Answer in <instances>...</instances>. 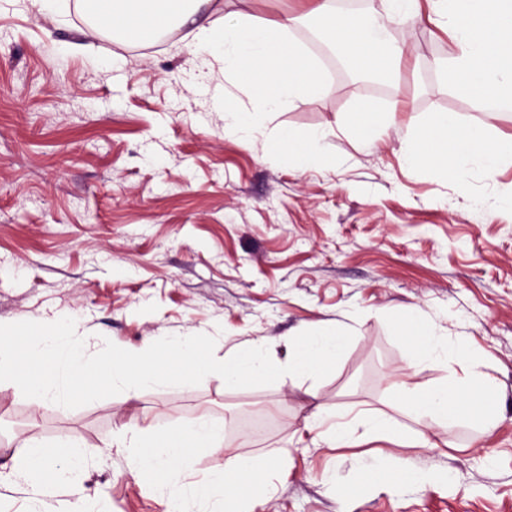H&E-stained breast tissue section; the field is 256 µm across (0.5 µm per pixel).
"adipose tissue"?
I'll list each match as a JSON object with an SVG mask.
<instances>
[{"label": "adipose tissue", "mask_w": 512, "mask_h": 512, "mask_svg": "<svg viewBox=\"0 0 512 512\" xmlns=\"http://www.w3.org/2000/svg\"><path fill=\"white\" fill-rule=\"evenodd\" d=\"M76 2L94 21L87 31L91 38L97 36L99 26L110 25L148 43L172 23L194 25L201 51L223 63L225 77L252 90L251 111L224 109L234 126L249 134L262 133L269 112L317 89L323 79L316 60L288 40L298 22L294 16H283L272 25L248 14L224 15L223 21H214V14L222 13L223 0ZM425 2L456 47L442 65L450 86L475 99L489 115L512 112V0H386L382 20L340 15L336 0H317L313 13L322 22L326 39L336 44L350 65L390 78L399 68L403 51L387 39L386 22L419 13ZM410 145L412 163L433 177L461 179L477 171L491 179L496 175L491 157L512 160V139L486 142L452 112L418 125L410 135ZM398 331L409 342L413 367L445 365L452 360L461 365L460 375L426 389L397 384V397L408 412L439 420L451 414L471 416L485 426L495 422L499 414L496 386L462 341L448 339L435 328L406 322L399 323ZM310 422L320 440L339 447L382 429L378 418L361 412L348 415L321 409L311 415ZM217 439L215 431L162 419L144 428L131 427L119 450L152 477L156 489L167 497L170 512H251L252 485L286 470L290 459L283 452L268 454L254 459L244 471L228 462L219 476L188 482L196 457L216 447ZM80 455V449L67 441L32 444L15 455L9 473L0 472V481L10 476L36 485L50 473L59 483L73 487L77 481L71 463Z\"/></svg>", "instance_id": "adipose-tissue-1"}]
</instances>
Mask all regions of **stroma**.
<instances>
[{"instance_id": "35a3bbf8", "label": "stroma", "mask_w": 512, "mask_h": 512, "mask_svg": "<svg viewBox=\"0 0 512 512\" xmlns=\"http://www.w3.org/2000/svg\"><path fill=\"white\" fill-rule=\"evenodd\" d=\"M315 0H224L225 13L273 23ZM88 22L77 9L44 16L0 0V323L73 318L89 353L151 336L207 334L216 358L249 345L288 360V338L340 325L353 332L335 370L316 381L154 387L75 409L37 403L0 384V435L12 444L80 445L83 495L43 481L0 482V512H167L119 452L104 446L162 417L218 423L224 448L203 452L193 480L225 455L239 465L281 450L291 463L254 492L253 512H512V162L495 179L425 177L409 161L410 130L440 112L487 139L512 137V113L489 117L438 68L454 45L427 13L388 23L405 65L379 85L337 64L331 79L269 113L248 138L224 118L251 96L203 62L189 27L139 46L102 33L74 51ZM388 112L360 136L338 129L357 104ZM323 131L322 160L298 166L278 141ZM409 319L463 337L501 394L489 432L462 420L411 415L394 384L427 388L449 367L415 370L396 325ZM357 407L388 418L392 436L355 448L319 441L317 408ZM270 417L253 438L235 424ZM425 434L429 446L396 434ZM384 467L365 481L364 463ZM421 473L403 482L398 471Z\"/></svg>"}]
</instances>
